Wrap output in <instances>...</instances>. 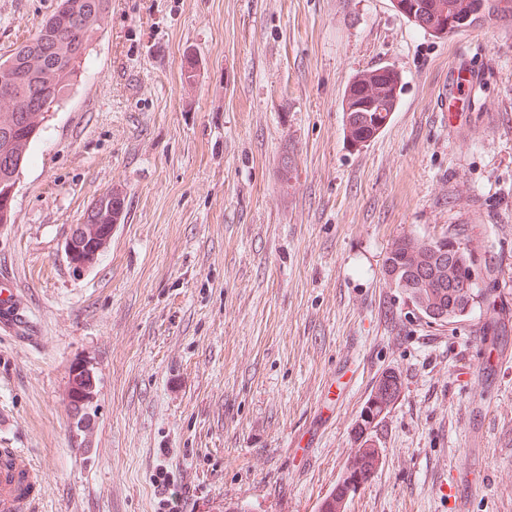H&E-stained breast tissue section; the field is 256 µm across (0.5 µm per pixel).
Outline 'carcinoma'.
I'll return each instance as SVG.
<instances>
[{
	"instance_id": "obj_1",
	"label": "carcinoma",
	"mask_w": 512,
	"mask_h": 512,
	"mask_svg": "<svg viewBox=\"0 0 512 512\" xmlns=\"http://www.w3.org/2000/svg\"><path fill=\"white\" fill-rule=\"evenodd\" d=\"M410 5L422 11L431 7L439 16L452 20L456 30L469 28L474 20L482 16L488 21L512 20V0H410ZM111 0H58L55 11L42 23L34 36L20 44L6 59L10 64L5 76L14 78L15 93L7 103L0 106L7 111L0 112V192L17 182L27 160L32 142L46 120L44 113H35V91L49 82L58 101L69 95L80 75L87 51L96 38L99 20L109 11ZM63 43L71 54V65H55L47 49ZM44 47L46 51L32 52ZM380 78L388 83V95L379 99L369 110L361 108L352 113L353 124L343 123L344 133L350 142L364 144L379 130L377 121L384 120L394 112L398 104L400 77L398 73L382 66L358 73L348 84L346 94L354 102L363 103L369 97L365 84ZM124 211V197L117 189H110L100 195L98 206L89 223L116 224L121 222ZM464 230L455 229L443 236L441 243L421 241L411 235L394 240L390 247L391 260L403 269L411 280L407 297L438 305L448 312L455 322L468 315L467 306H484L495 309L492 289L474 284L469 294L448 287L451 282L469 280L479 274V268H490L491 263L481 259L482 246L463 237ZM90 382L84 371L77 369L73 378L70 398L71 418L76 424L90 419L93 415L89 394ZM352 459L357 461L360 472H373L379 467V453L374 448H358Z\"/></svg>"
}]
</instances>
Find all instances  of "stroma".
<instances>
[{"label":"stroma","instance_id":"obj_1","mask_svg":"<svg viewBox=\"0 0 512 512\" xmlns=\"http://www.w3.org/2000/svg\"><path fill=\"white\" fill-rule=\"evenodd\" d=\"M56 4L0 0V61ZM384 65L398 107L350 146L345 89ZM459 68L474 86L437 111ZM111 188L125 218L73 274L64 241ZM452 228L495 263L496 309L441 327L382 267ZM1 288L28 327L0 321V448L30 457L38 512H159L168 490L318 512L389 370L382 463L347 512H512V21L436 38L391 0H112L19 175ZM75 371H77V373L73 378L74 386L72 387L70 407L71 418L76 419V429L80 431L79 425L86 420H90V416L94 415V411H92L91 400L89 398V394L92 393L88 387L90 385V377L87 376L88 381H86L84 377L85 372L81 367H78Z\"/></svg>","mask_w":512,"mask_h":512}]
</instances>
